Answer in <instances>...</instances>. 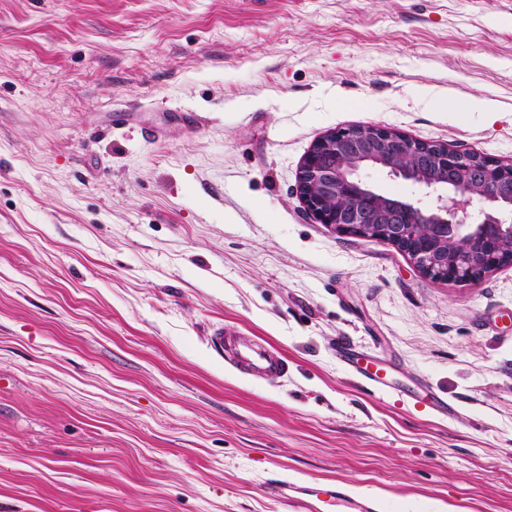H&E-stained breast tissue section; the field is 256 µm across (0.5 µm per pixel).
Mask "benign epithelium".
<instances>
[{
  "label": "benign epithelium",
  "mask_w": 512,
  "mask_h": 512,
  "mask_svg": "<svg viewBox=\"0 0 512 512\" xmlns=\"http://www.w3.org/2000/svg\"><path fill=\"white\" fill-rule=\"evenodd\" d=\"M369 166L410 182L431 198H391L361 178ZM297 192L319 223L375 235L435 280L465 286L512 264V163L386 127L331 131L305 155Z\"/></svg>",
  "instance_id": "7a95c632"
}]
</instances>
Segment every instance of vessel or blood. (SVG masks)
Wrapping results in <instances>:
<instances>
[{"mask_svg":"<svg viewBox=\"0 0 512 512\" xmlns=\"http://www.w3.org/2000/svg\"><path fill=\"white\" fill-rule=\"evenodd\" d=\"M213 343L225 363L245 376L265 379L288 371L287 360L265 342L241 340L219 330L213 336ZM276 493L288 500L295 512H327L342 499L332 484L307 487L285 481L277 486Z\"/></svg>","mask_w":512,"mask_h":512,"instance_id":"1","label":"vessel or blood"}]
</instances>
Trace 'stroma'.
I'll list each match as a JSON object with an SVG mask.
<instances>
[{"instance_id":"1","label":"stroma","mask_w":512,"mask_h":512,"mask_svg":"<svg viewBox=\"0 0 512 512\" xmlns=\"http://www.w3.org/2000/svg\"><path fill=\"white\" fill-rule=\"evenodd\" d=\"M368 124L512 161V0H0V512H512V265L431 279L296 191ZM217 352L224 357V362L239 373L254 378L285 375L288 362L281 353L262 341L240 340L232 335H225L224 330H217L213 336ZM276 493L280 498L288 499L294 512H324L323 509L336 507L337 502L345 501L333 484L307 487L284 481L276 487Z\"/></svg>"}]
</instances>
